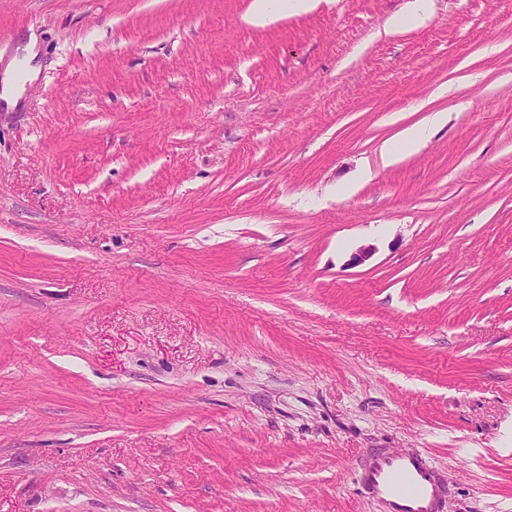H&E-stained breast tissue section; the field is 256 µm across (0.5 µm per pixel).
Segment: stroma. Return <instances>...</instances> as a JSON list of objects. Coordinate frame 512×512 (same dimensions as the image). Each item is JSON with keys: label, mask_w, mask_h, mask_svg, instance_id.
<instances>
[{"label": "stroma", "mask_w": 512, "mask_h": 512, "mask_svg": "<svg viewBox=\"0 0 512 512\" xmlns=\"http://www.w3.org/2000/svg\"><path fill=\"white\" fill-rule=\"evenodd\" d=\"M251 2L0 0V512H512V0ZM315 0H253L246 21L255 26L272 24L286 13L300 14L312 10ZM406 9L403 17L393 23L389 29V33H398L403 31L398 26L412 25V28L424 25L432 14V0H412ZM444 122L445 113L434 112L426 124L404 130L400 133V138L395 141H386L381 149L384 166H392L401 161L404 154L419 151L427 143L433 130ZM365 493L384 512H442L447 496L444 476L421 451L373 448L359 463Z\"/></svg>", "instance_id": "stroma-1"}]
</instances>
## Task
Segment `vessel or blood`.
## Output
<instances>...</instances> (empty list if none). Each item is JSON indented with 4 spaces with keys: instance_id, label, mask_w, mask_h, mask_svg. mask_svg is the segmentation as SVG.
<instances>
[{
    "instance_id": "1",
    "label": "vessel or blood",
    "mask_w": 512,
    "mask_h": 512,
    "mask_svg": "<svg viewBox=\"0 0 512 512\" xmlns=\"http://www.w3.org/2000/svg\"><path fill=\"white\" fill-rule=\"evenodd\" d=\"M359 478L384 512H443L447 484L423 452L372 449L359 463Z\"/></svg>"
}]
</instances>
